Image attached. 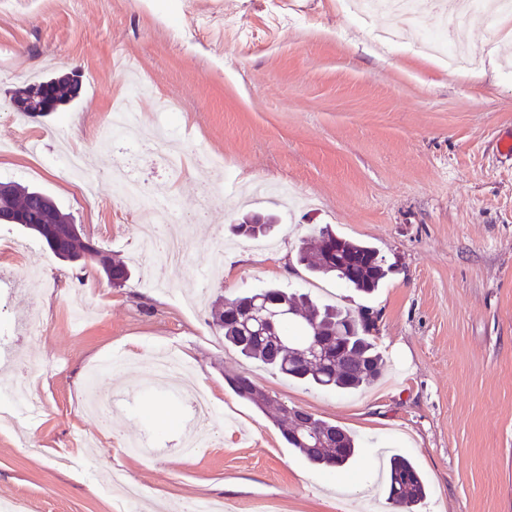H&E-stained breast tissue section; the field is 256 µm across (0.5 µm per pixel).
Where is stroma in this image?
Returning <instances> with one entry per match:
<instances>
[{"mask_svg": "<svg viewBox=\"0 0 512 512\" xmlns=\"http://www.w3.org/2000/svg\"><path fill=\"white\" fill-rule=\"evenodd\" d=\"M417 27L392 47L385 14L359 21L343 0H0V181L49 195L131 279L112 287L95 265L60 260L19 225L0 224V384L24 376L37 417L0 429V503L17 512H128L110 476L145 491L142 512L211 502L223 512H385L380 466L409 458L428 484L421 512H512V15L493 47L486 18H452L474 48L449 71L415 49L443 16L419 0ZM78 70L77 98L42 117L10 99L29 77ZM137 117L128 141L100 147L115 104ZM181 156L170 174L152 136ZM90 157L93 190L67 169ZM221 161L222 170L208 166ZM131 161L148 199H173L191 256L179 270L139 259V221L109 171ZM273 218L250 240L231 227ZM377 247L391 267L364 295L296 259L323 226ZM223 236L221 275L188 304L208 247ZM38 281L15 282L16 270ZM269 285L322 304L368 307L384 355L371 388H312L239 356L210 304ZM91 309L75 323L67 301ZM37 308H30L29 298ZM40 333L27 335L31 320ZM172 349L188 384L213 406L211 442L182 450L191 418L182 392L151 383L157 351ZM107 424L85 408L90 372L110 357ZM352 432L349 474L309 465L272 420L238 398L224 375ZM143 442L150 454L134 448Z\"/></svg>", "mask_w": 512, "mask_h": 512, "instance_id": "obj_1", "label": "stroma"}]
</instances>
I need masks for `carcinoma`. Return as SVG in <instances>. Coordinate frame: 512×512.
<instances>
[{"mask_svg":"<svg viewBox=\"0 0 512 512\" xmlns=\"http://www.w3.org/2000/svg\"><path fill=\"white\" fill-rule=\"evenodd\" d=\"M50 87L53 99L69 103L73 87L53 77L17 89L21 96ZM0 213L21 215L51 224H72L64 212L42 191L16 183L0 194ZM269 224H237L234 231L247 238L265 236ZM297 262L310 273L334 276L348 287L370 295L388 275L379 249L348 240L327 227L303 239ZM215 325L224 334V344L248 359L257 360L281 375L321 390L346 393L364 389L381 375L384 356L371 334L368 310L356 312L332 305H318L308 294L287 292L274 286L226 298L214 308ZM231 391L270 415L283 439L308 463L341 471L354 460L357 440L342 427L315 417L313 423L325 436L316 444L298 430L290 407L260 390L243 374H226ZM390 503L403 512H418L428 489L419 470L406 457L390 459L387 478Z\"/></svg>","mask_w":512,"mask_h":512,"instance_id":"obj_1","label":"carcinoma"}]
</instances>
